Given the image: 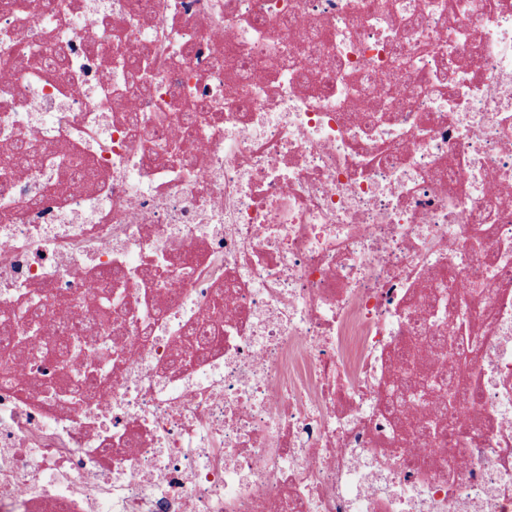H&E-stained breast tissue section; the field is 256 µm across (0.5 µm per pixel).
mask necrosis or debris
Returning <instances> with one entry per match:
<instances>
[{
    "instance_id": "obj_1",
    "label": "necrosis or debris",
    "mask_w": 512,
    "mask_h": 512,
    "mask_svg": "<svg viewBox=\"0 0 512 512\" xmlns=\"http://www.w3.org/2000/svg\"><path fill=\"white\" fill-rule=\"evenodd\" d=\"M4 59L0 512H512V0H17Z\"/></svg>"
}]
</instances>
